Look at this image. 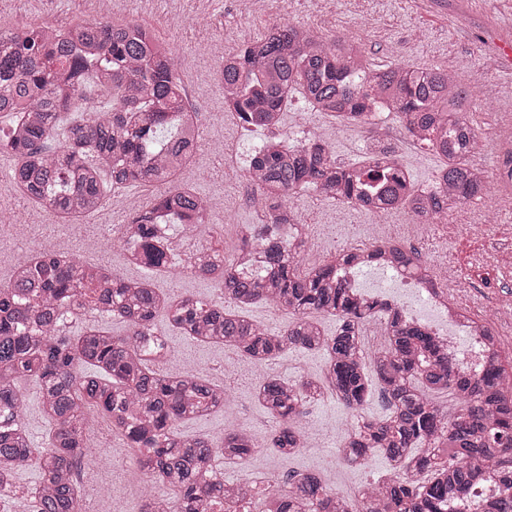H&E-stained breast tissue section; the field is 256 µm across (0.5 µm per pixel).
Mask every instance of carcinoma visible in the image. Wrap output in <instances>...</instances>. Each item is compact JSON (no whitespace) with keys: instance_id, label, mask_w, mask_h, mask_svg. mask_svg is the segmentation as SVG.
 Segmentation results:
<instances>
[{"instance_id":"carcinoma-1","label":"carcinoma","mask_w":512,"mask_h":512,"mask_svg":"<svg viewBox=\"0 0 512 512\" xmlns=\"http://www.w3.org/2000/svg\"><path fill=\"white\" fill-rule=\"evenodd\" d=\"M133 20H85L66 27L40 23L0 29V154L15 160L13 187L33 205L61 219L90 215L107 191L166 186L116 230L126 261L143 270L131 280L75 256L41 247L0 284V500L16 491L18 472L33 466L40 481L27 491L30 512H85L78 468L91 456L90 422L104 419L130 449L145 482H161L171 496L143 494L139 512H209L234 496L244 512H512V376L502 361L478 374L459 371L441 343L404 308L359 293L338 273L388 263L432 277L418 252L389 251L376 241L363 251L328 255L303 265L307 234L268 235L272 224L300 226L292 199L305 189L322 198L370 209L376 215L409 208L417 224H440L465 202L480 198L486 171L470 164L480 133L465 109L480 96L446 69L380 66L359 43L328 38L296 23L273 21L228 53L217 72L224 109L247 128L281 126L294 96L335 121L370 125L395 114L417 142L443 165L430 189L411 187L396 151L370 148L360 164L341 165L322 137L293 142L266 139L252 148L248 180L261 223L236 226L229 257L212 246L187 255L184 271L212 281L222 300L168 296L154 285L172 251L169 228L192 233L207 226L205 199L175 185L194 156L197 113L183 94L179 60ZM93 87L108 109L64 123ZM262 250L261 271L246 269L243 254ZM256 303L290 316L271 332L241 314ZM164 315L181 335L224 345L258 365L291 349L323 350L321 374L288 383L265 375L256 398L274 421L270 441L256 443L243 428L219 439L183 434L181 423L227 411L225 389L193 372L160 374L170 357L155 318ZM336 317L327 334L316 315ZM128 326L114 336L96 325L77 336L68 323L97 316ZM379 322L383 344L366 351L365 327ZM389 406L379 419L363 415L370 380ZM23 381L35 384L49 431L34 443L23 421ZM453 396L448 410L432 396ZM330 394L354 423L339 458L358 463L374 452L394 462L396 474L354 496L334 492L317 475L289 473L260 488L227 485L216 461L239 464L268 447L284 458L306 440L299 423L305 405Z\"/></svg>"}]
</instances>
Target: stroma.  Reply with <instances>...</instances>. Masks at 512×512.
Instances as JSON below:
<instances>
[{
    "label": "stroma",
    "mask_w": 512,
    "mask_h": 512,
    "mask_svg": "<svg viewBox=\"0 0 512 512\" xmlns=\"http://www.w3.org/2000/svg\"><path fill=\"white\" fill-rule=\"evenodd\" d=\"M258 2V7L252 10L246 9L245 0H211L207 5L200 0H111L109 6L110 19H138L154 27L169 42L180 60L185 94L197 108L201 131L206 139L224 144L225 164H217L206 148H199L179 180L191 183L199 195L211 201L210 220L223 225L224 243L229 247L235 241L236 225L258 221L248 202L244 168L252 146L268 138L269 133L248 130L237 119L225 116L224 96L214 81L216 62L210 55L199 52L198 47L206 41H217L232 51L244 39L260 35L283 4L279 0ZM284 5L294 22L318 24L320 33L327 36L360 38L376 64L402 62L440 68L451 65L469 86L477 87L485 82L497 85V103L470 113L472 123L483 137L475 163L487 170L492 168L495 133L502 123L500 115L512 111V71L507 70L498 47L503 36H512V0H288ZM94 16L90 7L76 5L73 0H7L0 9V27L8 29L33 20L74 23ZM305 126L322 132L335 148L337 160L345 165L361 162L372 142L367 127L352 126L347 132H337L330 118L311 111L301 100H292L279 132L285 135ZM379 129L377 141L397 152L415 188L432 186L441 166L440 159L424 146L408 140L402 122L395 116L386 117ZM506 201L500 186L490 183L483 197L469 200L458 209L457 223L452 230L431 226L423 234L412 236L404 224L405 213L379 219L361 208L328 201L307 190L296 201L299 218L309 226L304 261L313 265L330 251L386 235L405 238L432 269H439L447 260L459 261L472 283L471 288L458 289L459 301L475 317L497 319L501 355L508 363L512 361V319L497 318L496 313L512 301V278L502 276L499 260L493 254L494 249L512 246V209L506 208ZM0 208L7 211L19 208L32 213V229L44 243H57L62 249L77 252L84 263L111 266L128 278L139 274L138 269L126 266L124 248H95V221L84 222L75 236L62 237L60 219L22 202L7 181L0 182ZM171 235L174 249L169 256L170 271L156 276V287L168 295L219 299L220 292L214 284L182 269L193 245L214 241V233L194 236L176 226ZM156 328L166 336L173 354L172 360L156 363L158 373L193 369L205 378L220 380L224 346L201 344L182 336L162 316L157 318ZM324 364L322 351L291 350L271 360L264 370L248 367L246 379L234 390L236 418L224 417L219 412L185 422L181 430L188 435L216 437L236 419L249 427L258 441H266L273 421L254 396L260 373L294 383L318 375ZM351 423L345 406L334 396H324L308 405L303 420L306 430L321 438L322 448H307L288 459L266 451L241 465L224 464L220 467L224 480L236 482L249 472L273 477L290 471H307L321 476L334 491L351 496L369 482L393 476L394 464L379 453L357 464L337 458L336 446ZM103 450L107 460L79 477L87 507H97L99 485L111 484L130 512H138L136 467H129L120 477L112 475L110 457L123 454L122 441L112 440Z\"/></svg>",
    "instance_id": "stroma-1"
}]
</instances>
